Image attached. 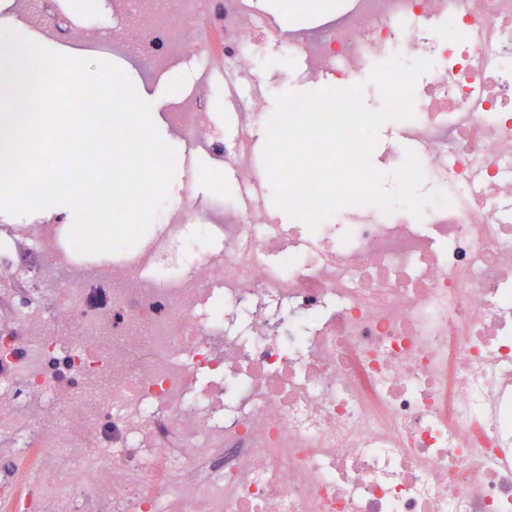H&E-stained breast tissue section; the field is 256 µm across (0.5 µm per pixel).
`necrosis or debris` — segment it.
<instances>
[{
  "label": "necrosis or debris",
  "mask_w": 512,
  "mask_h": 512,
  "mask_svg": "<svg viewBox=\"0 0 512 512\" xmlns=\"http://www.w3.org/2000/svg\"><path fill=\"white\" fill-rule=\"evenodd\" d=\"M49 2L13 8L154 72L220 67L238 126L260 119L256 0H112L114 35ZM288 51L349 86L430 59L387 156L414 151L450 205L311 230L219 199L206 225L187 195L151 250L94 264L57 226L1 224L0 512H512V0H348ZM170 120L268 180L207 89ZM197 222L224 247L179 264ZM227 109L224 104V89L212 86L210 91V117L221 137L229 140L235 133V126L227 118Z\"/></svg>",
  "instance_id": "4bbe7bcc"
}]
</instances>
